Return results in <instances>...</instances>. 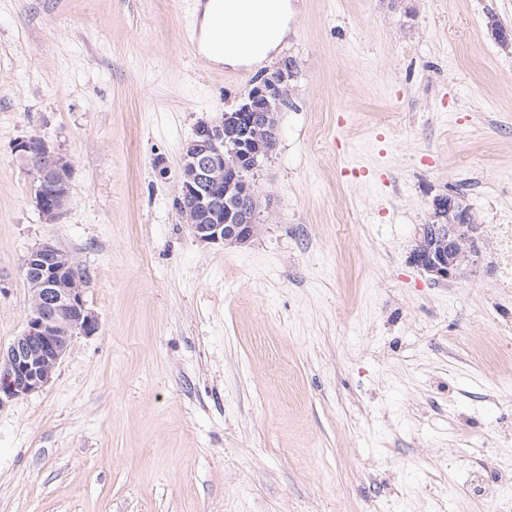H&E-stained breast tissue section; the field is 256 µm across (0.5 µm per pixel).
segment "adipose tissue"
Wrapping results in <instances>:
<instances>
[{"mask_svg": "<svg viewBox=\"0 0 512 512\" xmlns=\"http://www.w3.org/2000/svg\"><path fill=\"white\" fill-rule=\"evenodd\" d=\"M233 20L224 36H211L206 50L215 63L240 65L262 61L275 50L288 32L294 11L288 0H223L203 6L202 28L210 32L216 9Z\"/></svg>", "mask_w": 512, "mask_h": 512, "instance_id": "ef3b65f1", "label": "adipose tissue"}]
</instances>
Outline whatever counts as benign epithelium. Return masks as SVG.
Masks as SVG:
<instances>
[{"label": "benign epithelium", "mask_w": 512, "mask_h": 512, "mask_svg": "<svg viewBox=\"0 0 512 512\" xmlns=\"http://www.w3.org/2000/svg\"><path fill=\"white\" fill-rule=\"evenodd\" d=\"M273 100L281 107L290 100L286 65L254 82L235 112L196 124L183 150L176 186L178 198L187 201L182 212L198 241L243 245L260 232L256 215L262 203L249 190L247 176L260 167L264 139L278 130L268 111ZM14 152L28 160L42 218L56 221L70 202L71 161L36 134L18 140ZM447 207H453V199L438 198L435 217L442 223L422 225L411 255L414 265L438 280L460 276L480 254L474 216L449 219L443 214ZM70 263L71 258L50 242L23 258L22 272L38 273V286L23 331L0 351V409L48 385L75 338L99 329L81 282L59 281Z\"/></svg>", "instance_id": "7a95c632"}]
</instances>
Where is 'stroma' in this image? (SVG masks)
I'll return each instance as SVG.
<instances>
[{"instance_id":"stroma-1","label":"stroma","mask_w":512,"mask_h":512,"mask_svg":"<svg viewBox=\"0 0 512 512\" xmlns=\"http://www.w3.org/2000/svg\"><path fill=\"white\" fill-rule=\"evenodd\" d=\"M251 75L197 68L191 0H0V347L23 257L72 256L99 319L0 409V512H487L512 502V0H296ZM297 66L244 245L177 202L198 121ZM73 164L43 223L14 143ZM480 226L472 271L411 261L432 201Z\"/></svg>"}]
</instances>
